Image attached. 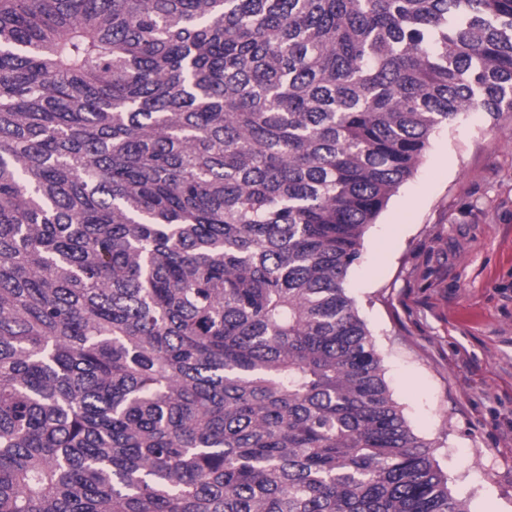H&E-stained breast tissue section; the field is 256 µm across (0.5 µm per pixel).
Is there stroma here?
<instances>
[{"mask_svg": "<svg viewBox=\"0 0 512 512\" xmlns=\"http://www.w3.org/2000/svg\"><path fill=\"white\" fill-rule=\"evenodd\" d=\"M345 287L452 494L512 512V116L434 132Z\"/></svg>", "mask_w": 512, "mask_h": 512, "instance_id": "35a3bbf8", "label": "stroma"}]
</instances>
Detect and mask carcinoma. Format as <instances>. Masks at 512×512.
Listing matches in <instances>:
<instances>
[{
    "label": "carcinoma",
    "instance_id": "1",
    "mask_svg": "<svg viewBox=\"0 0 512 512\" xmlns=\"http://www.w3.org/2000/svg\"><path fill=\"white\" fill-rule=\"evenodd\" d=\"M512 0H0V512H469L344 287Z\"/></svg>",
    "mask_w": 512,
    "mask_h": 512
}]
</instances>
